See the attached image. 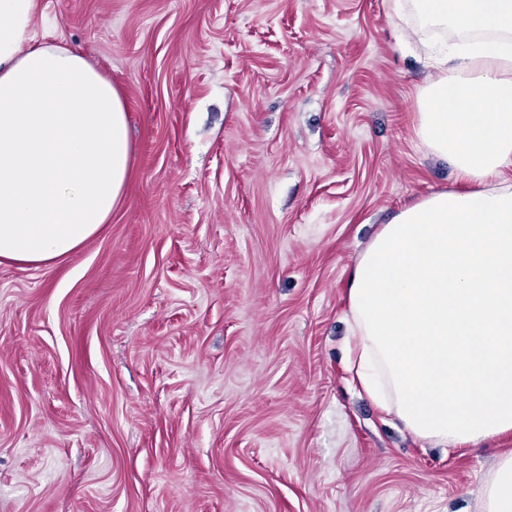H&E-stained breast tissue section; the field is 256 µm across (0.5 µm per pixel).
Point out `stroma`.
Masks as SVG:
<instances>
[{"mask_svg":"<svg viewBox=\"0 0 512 512\" xmlns=\"http://www.w3.org/2000/svg\"><path fill=\"white\" fill-rule=\"evenodd\" d=\"M121 92L130 176L49 269L0 259V512H482L512 433L407 434L346 369L349 269L457 188L389 0H40Z\"/></svg>","mask_w":512,"mask_h":512,"instance_id":"1","label":"stroma"}]
</instances>
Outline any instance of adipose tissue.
Wrapping results in <instances>:
<instances>
[{"label": "adipose tissue", "mask_w": 512, "mask_h": 512, "mask_svg": "<svg viewBox=\"0 0 512 512\" xmlns=\"http://www.w3.org/2000/svg\"><path fill=\"white\" fill-rule=\"evenodd\" d=\"M39 0H0V259L51 267L123 201L119 91L83 54L37 43ZM431 34L419 145L463 187L399 211L347 279L348 369L415 438L448 448L512 433V0H392ZM512 512V452L483 487Z\"/></svg>", "instance_id": "1"}]
</instances>
